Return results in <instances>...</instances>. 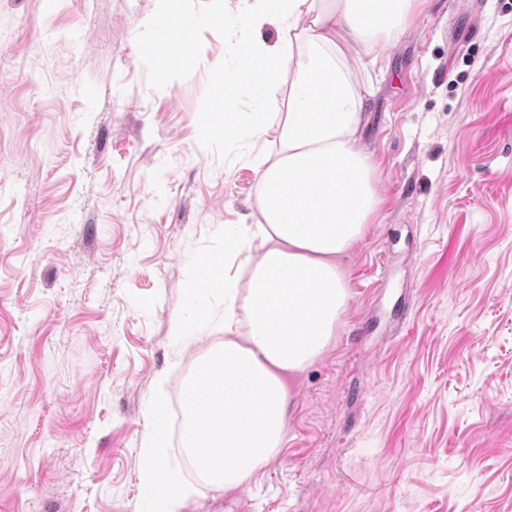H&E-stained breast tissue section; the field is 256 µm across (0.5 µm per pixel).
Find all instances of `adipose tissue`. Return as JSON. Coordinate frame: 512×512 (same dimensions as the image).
<instances>
[{"label":"adipose tissue","mask_w":512,"mask_h":512,"mask_svg":"<svg viewBox=\"0 0 512 512\" xmlns=\"http://www.w3.org/2000/svg\"><path fill=\"white\" fill-rule=\"evenodd\" d=\"M415 0H254L238 21L239 46L225 67L224 131L247 147L258 176V216L220 224L224 268L194 290L224 299V345L205 359L212 389L183 390L180 445L205 480L231 493L267 465L286 437L297 377L336 334L350 287L343 261L368 231L378 204L376 169L359 145L357 75L385 55ZM274 43L258 39L265 26ZM257 68L263 90L249 112L235 109ZM288 84L275 151L260 149L264 104ZM203 398L207 417L191 412ZM166 398L155 394L142 435V480L165 490L163 512H186L192 491L163 466Z\"/></svg>","instance_id":"adipose-tissue-1"}]
</instances>
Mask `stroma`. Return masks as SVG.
Returning <instances> with one entry per match:
<instances>
[{"label": "stroma", "instance_id": "1", "mask_svg": "<svg viewBox=\"0 0 512 512\" xmlns=\"http://www.w3.org/2000/svg\"><path fill=\"white\" fill-rule=\"evenodd\" d=\"M239 8L171 0L195 50L155 58L157 0H0V512H160L139 454L159 391L191 512H512V0H417L360 74L379 202L283 448L226 497L179 447L224 340L190 283L214 225L256 213L224 140Z\"/></svg>", "mask_w": 512, "mask_h": 512}]
</instances>
